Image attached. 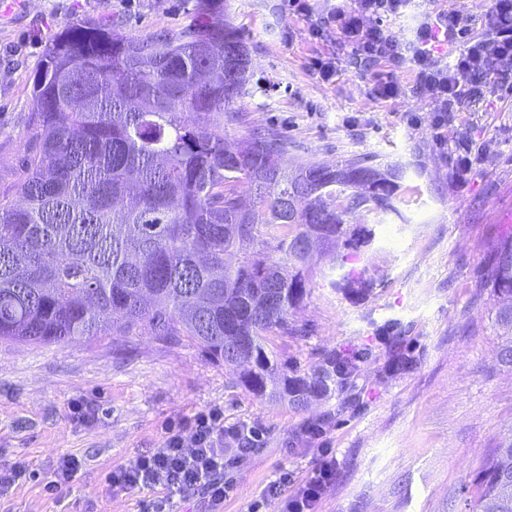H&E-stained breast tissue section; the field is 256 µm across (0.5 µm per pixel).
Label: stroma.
<instances>
[{
  "mask_svg": "<svg viewBox=\"0 0 512 512\" xmlns=\"http://www.w3.org/2000/svg\"><path fill=\"white\" fill-rule=\"evenodd\" d=\"M251 52L250 92L239 103L252 128L287 136L291 158L327 161L371 155L407 168L400 216L389 215L361 251L375 285L356 294L331 287L317 262L310 291L291 318L293 334L269 345L288 375L328 357L353 356L359 369L327 399L298 410L241 388L232 369L186 340L102 336L45 348L0 343V468L25 464L30 478L0 499V512H140L141 494L110 491L109 469L158 447L169 423L218 408L225 425L253 423L263 438L231 478L224 512H280L263 500L269 481L294 482L324 450L336 477L320 512H459L461 490L482 460L512 435V365L501 362L484 285L495 243L512 235V83L491 76L481 100L453 128L482 145L456 183L428 123L409 63L393 71L399 100L372 95L379 65L343 51L335 34L311 41L310 22L279 0H224ZM117 23L145 38L178 31L187 0H29L0 10V187L17 185L30 143L31 87L50 39L86 19ZM336 57L332 82L310 70ZM82 468L60 496L43 480L61 458Z\"/></svg>",
  "mask_w": 512,
  "mask_h": 512,
  "instance_id": "1",
  "label": "stroma"
}]
</instances>
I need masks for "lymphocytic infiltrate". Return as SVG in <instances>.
<instances>
[{
    "label": "lymphocytic infiltrate",
    "instance_id": "lymphocytic-infiltrate-1",
    "mask_svg": "<svg viewBox=\"0 0 512 512\" xmlns=\"http://www.w3.org/2000/svg\"><path fill=\"white\" fill-rule=\"evenodd\" d=\"M281 2L289 14L310 18L311 40L332 32L341 48L357 59L409 62L418 97L431 105L433 142L457 179L465 178L472 167L473 143L450 129L463 104L480 96L488 76H512V0H494L487 30L479 35L454 10L413 14V0H324L318 12L310 0ZM408 15L413 22L406 34L391 35L388 21ZM443 45L448 48L444 57L438 52ZM260 437L259 429L245 422L225 426L223 411L203 412L193 422L170 424L159 448L132 465L112 468L106 483L115 491L151 492L142 512H170L172 495L188 491L202 494L211 512H223L234 490L224 474L243 461ZM335 470V458L323 457L291 495L286 492L291 477L281 472L264 496L282 499V512H317Z\"/></svg>",
    "mask_w": 512,
    "mask_h": 512
}]
</instances>
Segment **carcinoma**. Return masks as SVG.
Returning <instances> with one entry per match:
<instances>
[{"label":"carcinoma","mask_w":512,"mask_h":512,"mask_svg":"<svg viewBox=\"0 0 512 512\" xmlns=\"http://www.w3.org/2000/svg\"><path fill=\"white\" fill-rule=\"evenodd\" d=\"M223 0H195L177 33L148 38L106 20L67 27L47 45L33 83L32 143L12 204L0 190V342L47 347L99 336L185 338L233 365L256 397L304 409L347 384L351 359L304 376L279 373L267 343L293 331L310 290L301 243L318 242L331 269L369 245L350 218L400 214L399 165L350 157L296 162L272 131L243 128L249 90L242 33ZM280 254L273 260L271 251ZM485 287L500 298L494 325L512 365V236L493 248ZM363 293L366 270L331 286ZM512 471V437L464 490L463 512H512L498 489Z\"/></svg>","instance_id":"1"}]
</instances>
